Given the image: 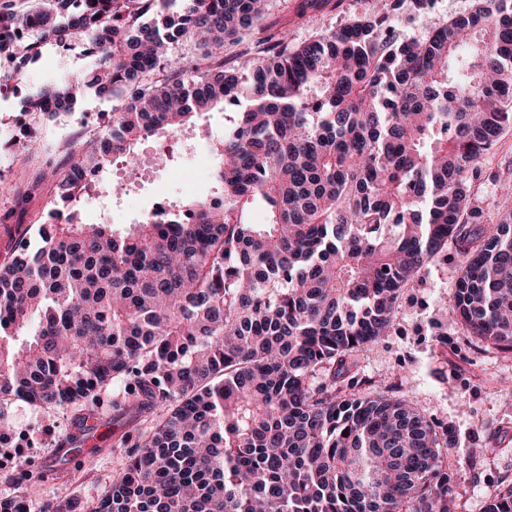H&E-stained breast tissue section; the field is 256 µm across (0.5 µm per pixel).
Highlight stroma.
Instances as JSON below:
<instances>
[{
    "label": "stroma",
    "instance_id": "stroma-1",
    "mask_svg": "<svg viewBox=\"0 0 512 512\" xmlns=\"http://www.w3.org/2000/svg\"><path fill=\"white\" fill-rule=\"evenodd\" d=\"M298 3L271 0L269 6L270 21L287 27L296 45L318 30L339 27L368 5L367 0H342L339 9L309 25L296 18ZM472 4L473 0H435L425 18L402 14L393 17L389 26L398 37L422 40L432 28L467 13ZM90 63L79 49L64 57L50 53L28 66L26 79L38 82L60 70L79 76ZM110 107V102L89 94L79 101L74 114L35 122L36 139L27 163L25 188H17L9 168L0 166V215L7 218L0 223V261L7 259L19 242L36 238L34 224L56 195L47 160L71 153L75 142L85 141V113ZM225 123L220 112L202 117L191 133L190 145H177L167 164L141 171L120 167L105 173V180L122 181L133 188L130 197L112 203L113 229H127L158 196L177 201L211 193L212 180L201 171L215 169L217 160L206 136L223 133ZM456 264L452 257L447 264L428 265L419 282L405 289L395 331L357 354L355 374L359 391L414 398L428 419L452 429L460 448L459 462L448 467L456 512H485L489 495L512 484V353L481 349L460 325L443 319L441 309L453 298ZM438 333L446 335L448 343L437 349L432 337ZM0 410L16 432L33 434L36 445L25 453L33 466L52 462L57 445L71 431L70 415L62 410L36 407L20 399ZM111 433V423H103L97 437L98 453L60 467L45 484L22 482L15 467L0 469V501L23 493L33 502L66 507L96 498L126 462L124 451L113 448Z\"/></svg>",
    "mask_w": 512,
    "mask_h": 512
}]
</instances>
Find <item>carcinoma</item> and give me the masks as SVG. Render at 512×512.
Segmentation results:
<instances>
[{
	"label": "carcinoma",
	"mask_w": 512,
	"mask_h": 512,
	"mask_svg": "<svg viewBox=\"0 0 512 512\" xmlns=\"http://www.w3.org/2000/svg\"><path fill=\"white\" fill-rule=\"evenodd\" d=\"M21 2L0 4L16 60L0 89L24 87L18 109L112 102L38 245L0 263V405L70 411L80 448L107 418L99 392L123 386L110 421L127 462L85 512H452L451 430L412 398L336 384L450 252L448 319L512 352V209L478 201L485 181L512 195V170L485 164L512 128V0H475L424 40L387 25L406 0H371L302 45L266 22L270 0ZM337 7L300 0L297 15ZM192 39L202 53L180 51ZM76 48L85 77L24 84L43 53ZM243 100L209 142L219 202L124 233L83 221L84 173L141 167V141ZM485 512H512V486Z\"/></svg>",
	"instance_id": "1"
}]
</instances>
